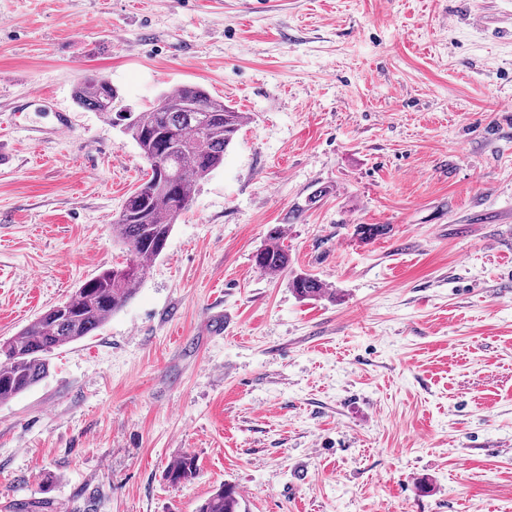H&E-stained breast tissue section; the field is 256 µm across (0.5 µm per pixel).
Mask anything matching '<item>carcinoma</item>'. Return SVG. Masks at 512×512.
<instances>
[{
	"label": "carcinoma",
	"instance_id": "carcinoma-1",
	"mask_svg": "<svg viewBox=\"0 0 512 512\" xmlns=\"http://www.w3.org/2000/svg\"><path fill=\"white\" fill-rule=\"evenodd\" d=\"M116 91L106 78L87 74L76 88L77 102L112 119ZM124 134L131 137L146 161L158 159L159 177L149 176L125 199L112 224V234L132 259L106 269L83 282L62 303L24 327L17 335L0 341V400L17 396L44 378L47 356L96 331L136 293L148 271L147 260L159 256L180 215L186 211L200 181L224 161V151L243 126L246 116L203 87L189 84L161 94L157 103L141 112L123 116ZM385 224H359L364 240L386 234ZM270 244L255 255L261 270L277 274L288 269V247L281 227L269 231ZM289 288L302 299L325 296L327 288L316 276L301 273ZM195 457L183 454L166 472L177 485L196 473ZM197 512H241L236 488L225 484L211 493Z\"/></svg>",
	"mask_w": 512,
	"mask_h": 512
}]
</instances>
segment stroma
<instances>
[{
  "instance_id": "stroma-1",
  "label": "stroma",
  "mask_w": 512,
  "mask_h": 512,
  "mask_svg": "<svg viewBox=\"0 0 512 512\" xmlns=\"http://www.w3.org/2000/svg\"><path fill=\"white\" fill-rule=\"evenodd\" d=\"M90 72L247 121L134 298L0 401V512H512V0H0V340L129 257L148 168ZM116 91L106 78L97 74H87L76 88L77 102L92 112H100L107 119L112 120V99ZM282 230L280 225L269 231L268 239L270 244L259 250L255 255V264L261 270L277 274L288 269L289 256L288 248L282 241ZM289 288L302 299L322 298L327 293L325 284L310 273L297 274L289 281ZM196 470L195 457L190 454H183L168 467L166 479L170 484L177 485L192 479ZM197 512H241V499L236 488L224 484L211 493L198 507Z\"/></svg>"
}]
</instances>
